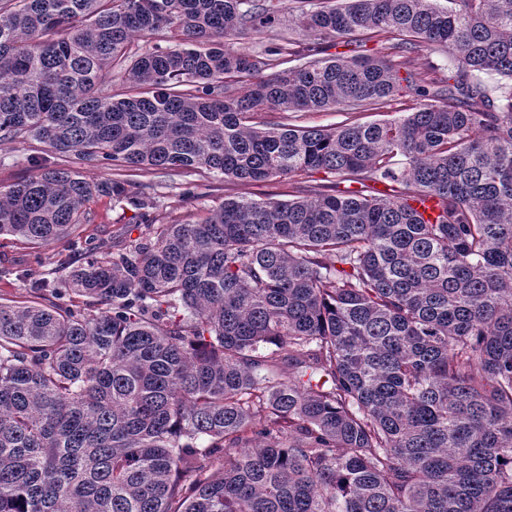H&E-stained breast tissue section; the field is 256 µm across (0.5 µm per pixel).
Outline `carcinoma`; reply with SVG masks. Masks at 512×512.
<instances>
[{"mask_svg": "<svg viewBox=\"0 0 512 512\" xmlns=\"http://www.w3.org/2000/svg\"><path fill=\"white\" fill-rule=\"evenodd\" d=\"M292 2L253 55L231 40L275 23L261 0H0V144L358 185L159 226L127 179L1 185L17 244L99 197L140 234L0 297V512H512V0ZM279 2V20L270 28L245 29L233 37V46L236 49L257 54L275 43H279V39L288 36V25L294 28L292 18H295L296 12L288 10L292 6L289 0ZM420 100L414 97H404L400 101L391 102V106L380 112H357L346 114L344 112H288V123L303 127H335L348 118L360 123H370L402 115L403 112H413L419 106Z\"/></svg>", "mask_w": 512, "mask_h": 512, "instance_id": "obj_1", "label": "carcinoma"}]
</instances>
